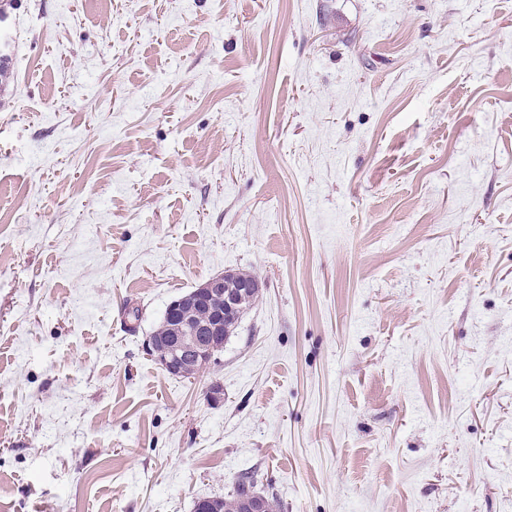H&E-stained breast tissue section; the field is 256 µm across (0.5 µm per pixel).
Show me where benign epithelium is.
<instances>
[{"mask_svg": "<svg viewBox=\"0 0 512 512\" xmlns=\"http://www.w3.org/2000/svg\"><path fill=\"white\" fill-rule=\"evenodd\" d=\"M254 285L242 282L236 288L226 287L224 275L209 278L200 287L176 298L167 305L166 317L172 322L167 336H151L147 349L158 364L172 375H185L190 363L211 362L224 345V320L236 315L242 297ZM215 301L224 303L216 315L205 322L191 323L193 312Z\"/></svg>", "mask_w": 512, "mask_h": 512, "instance_id": "1", "label": "benign epithelium"}]
</instances>
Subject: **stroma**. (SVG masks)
<instances>
[{
	"mask_svg": "<svg viewBox=\"0 0 512 512\" xmlns=\"http://www.w3.org/2000/svg\"><path fill=\"white\" fill-rule=\"evenodd\" d=\"M0 512H512V0H12ZM200 374L145 348L229 271ZM223 399L210 403L211 384ZM263 282L247 271H238L228 275L227 282L235 287L241 281ZM250 282H241L237 288H224V275L209 278L199 288L188 294L173 299L166 307V317L174 323L168 336H149L147 349L158 364L172 375H186L192 361L210 363L215 352L224 345V318L236 315L242 297L252 288L254 291L246 296L241 304L240 317L227 321L226 325L233 333L243 313L259 298L262 289L255 288ZM214 301L224 303L223 310L208 321L202 320L205 311L193 317V312L204 306H211ZM191 319L196 324L191 323ZM259 481L258 473H243L237 478L231 494L225 496L224 499L218 498L209 500L212 501L219 509L224 507V512H237L235 511V508L239 503L238 495L249 491L259 495L267 512H275L273 509L278 507V504L276 503L274 495L272 493L271 496H269V493L267 495L261 494L260 491H258Z\"/></svg>",
	"mask_w": 512,
	"mask_h": 512,
	"instance_id": "1",
	"label": "stroma"
}]
</instances>
